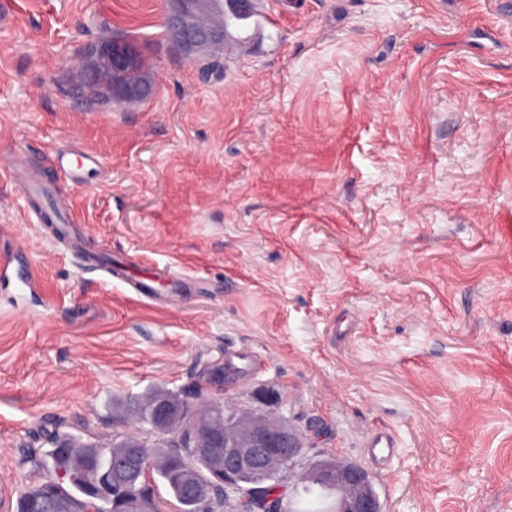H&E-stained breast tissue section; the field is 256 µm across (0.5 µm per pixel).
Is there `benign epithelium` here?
<instances>
[{"label": "benign epithelium", "mask_w": 512, "mask_h": 512, "mask_svg": "<svg viewBox=\"0 0 512 512\" xmlns=\"http://www.w3.org/2000/svg\"><path fill=\"white\" fill-rule=\"evenodd\" d=\"M189 0H175L166 14V25L181 37V46L193 48L205 42L222 40L220 29L201 30L189 18ZM136 63L134 48L121 42L99 47L85 61V77L96 82L115 70L132 68ZM153 92L150 82H134L111 90L112 101L121 103L132 98L144 99ZM175 410L165 403L158 404L152 411L156 429L169 428ZM195 445L189 449L191 458L204 461L217 483L224 486V498L242 502L241 512H257L253 495L248 488L239 484L238 477L249 472L254 477V489L261 490L270 482H276L283 472L293 473L302 470V475H314L336 489L335 512H383L382 503L370 487L371 477L362 467L353 463H342L330 457H317L305 464V448L299 433L293 429L270 433L260 423L247 435L234 438L224 434L220 438L197 426L194 429ZM135 474L138 480L149 478L151 468L144 463L138 448H128L120 459L99 469L97 483L91 488L90 498L98 499L116 490L112 482L113 473L119 470ZM179 480L197 505L203 506L209 494L201 491L194 467L186 465L179 474ZM67 507L56 498L41 497L33 501L32 512H66Z\"/></svg>", "instance_id": "1"}]
</instances>
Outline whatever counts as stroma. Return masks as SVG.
Here are the masks:
<instances>
[{
    "label": "stroma",
    "instance_id": "35a3bbf8",
    "mask_svg": "<svg viewBox=\"0 0 512 512\" xmlns=\"http://www.w3.org/2000/svg\"><path fill=\"white\" fill-rule=\"evenodd\" d=\"M271 2L207 68L166 0H7L0 161L77 221L0 171V253L40 271L30 300L0 286V512L50 434L153 447L124 403L199 385L361 465L385 512H512V0ZM116 38L155 92L87 106L81 57ZM72 144L100 161L80 184L51 166ZM365 448H368L371 458L378 464L384 465L393 454L394 448H397V440L390 431L375 432L367 437Z\"/></svg>",
    "mask_w": 512,
    "mask_h": 512
}]
</instances>
